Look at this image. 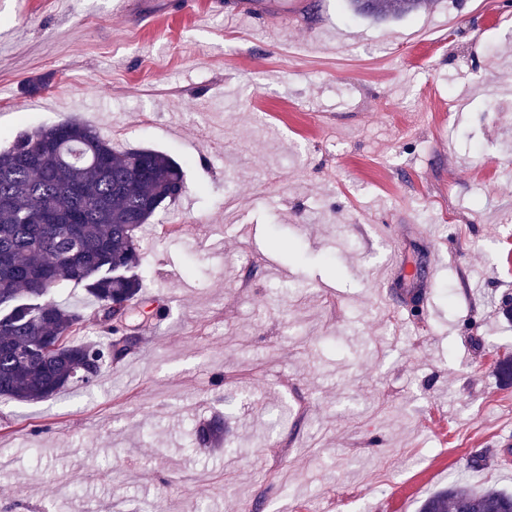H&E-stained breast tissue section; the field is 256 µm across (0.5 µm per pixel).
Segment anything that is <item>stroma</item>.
Masks as SVG:
<instances>
[{"label":"stroma","instance_id":"35a3bbf8","mask_svg":"<svg viewBox=\"0 0 512 512\" xmlns=\"http://www.w3.org/2000/svg\"><path fill=\"white\" fill-rule=\"evenodd\" d=\"M132 2L0 8V148L76 117L188 186L142 241L136 353L0 398V512H419L460 473L512 492V0L384 22L301 0L281 42L225 0ZM392 257L418 274L384 302ZM224 438V421L215 419L195 431L198 446L208 448L215 446Z\"/></svg>","mask_w":512,"mask_h":512}]
</instances>
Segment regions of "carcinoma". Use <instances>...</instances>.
<instances>
[{
    "instance_id": "cac0c4a2",
    "label": "carcinoma",
    "mask_w": 512,
    "mask_h": 512,
    "mask_svg": "<svg viewBox=\"0 0 512 512\" xmlns=\"http://www.w3.org/2000/svg\"><path fill=\"white\" fill-rule=\"evenodd\" d=\"M352 12L376 21L408 16L433 0H346ZM186 191L183 166L147 147L122 152L77 119L22 132L0 149V397L44 401L79 381L88 362H114L121 328L104 316L106 340L80 337L84 324L112 304L145 303L142 228ZM81 287L96 302L87 314L56 294ZM224 438V421L195 431L203 448ZM420 512H512V494L474 491L457 482L427 498Z\"/></svg>"
}]
</instances>
